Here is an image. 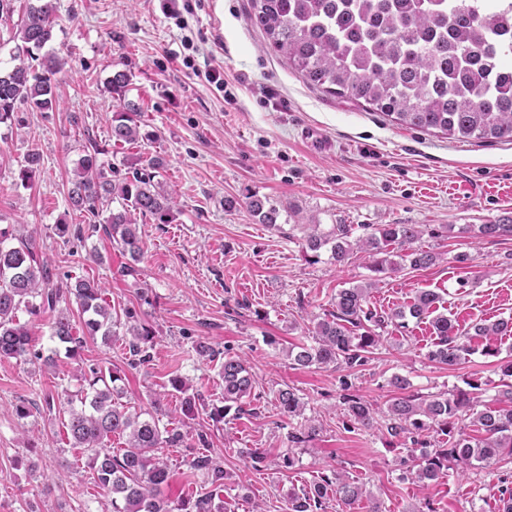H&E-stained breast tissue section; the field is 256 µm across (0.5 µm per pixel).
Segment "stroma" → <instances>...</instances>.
<instances>
[{"label": "stroma", "instance_id": "obj_1", "mask_svg": "<svg viewBox=\"0 0 512 512\" xmlns=\"http://www.w3.org/2000/svg\"><path fill=\"white\" fill-rule=\"evenodd\" d=\"M164 2L57 0L59 23L46 49L66 61L56 76L60 104L52 112L20 104L14 121L0 124V224L34 238L54 281L98 280L111 305L131 309L154 331L144 365L130 367L121 339L109 346L88 341L74 361L52 353L53 311L19 313L40 356L0 358V512H110L86 453L71 445L65 415L44 407L46 396L77 390L92 366L120 372L126 407L146 410L157 399L163 425L209 433L208 452L226 474L224 512H288L290 497L333 472L362 487L356 512L374 504L381 512H502L500 491L512 489V464L412 482L406 470L420 446L384 431L347 429L340 396L350 388L381 423L397 395L396 376L407 379L409 393L425 397L476 381L480 403H494L512 337L472 338V354L454 367L429 361L435 337L428 321L413 318L403 328L387 325L379 349L354 368L300 367L288 351L313 344V329L340 289L370 280L369 306L382 315L432 290L440 312L460 327L512 318V237L478 232L512 212V141H461L405 128L311 87L252 24L250 0H185L180 26L164 15ZM119 69L131 83L116 97L106 81ZM209 69L223 72L226 90L206 81ZM123 101L144 102L145 110L139 141L116 149L108 131ZM91 141L122 175L161 158L156 179L181 204L173 223L140 221L145 253L138 276L122 275L127 256L68 201V181ZM33 148L41 163L25 188L17 177ZM252 194L299 205L308 221L351 225L357 237L369 224L422 225L419 245L439 259L379 275L359 256L341 265L326 251L312 259L302 248L306 228L286 215L276 230L257 223L245 204ZM228 197L238 199L237 209L225 210ZM63 221L83 225V236L56 235ZM199 340L212 346L214 359L195 354ZM489 343L499 355L485 354ZM231 356L245 360L255 388L242 411L216 426L208 407L224 403L220 370ZM174 375L204 401L195 419L182 417L180 393L162 392ZM287 386L304 402L295 418L275 406L278 389ZM19 404L29 417H16ZM303 423L317 434L297 448L288 434ZM249 449L265 455L261 469L251 468ZM166 454L172 477L162 495L171 504L207 488L205 473L189 467L194 448Z\"/></svg>", "mask_w": 512, "mask_h": 512}]
</instances>
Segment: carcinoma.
<instances>
[{
	"mask_svg": "<svg viewBox=\"0 0 512 512\" xmlns=\"http://www.w3.org/2000/svg\"><path fill=\"white\" fill-rule=\"evenodd\" d=\"M251 9L250 20L264 31L270 47L309 85L331 95L362 100L368 109L384 113L400 126L438 130L458 140L512 141V65L501 61L504 52L512 54V47L504 51L499 46L500 18L483 13L478 0H251ZM57 20L56 0H28L17 24L21 44L16 46V64L0 70V124L13 119L15 106L21 102L39 112L56 110L54 77L65 61L53 53L43 55L36 66L32 60L53 39ZM129 82L126 71L116 70L107 80V89L120 95ZM139 114V104L132 101L113 112L112 146L139 140ZM103 153L94 142L84 149L69 181L68 199L74 209L93 217L109 212L104 231L132 260L121 273L137 276L136 263L144 252L137 218L169 224L179 208L175 198L154 182L153 170L162 165V159L151 158L145 168L119 180L114 178L112 164L99 160ZM25 162L18 174L23 187L32 181L40 154L30 151ZM247 207L259 223L278 226L281 210L269 199L252 195ZM309 228L305 251L317 257L327 249L337 263L365 253L373 258L372 270L384 273L397 270L403 262L420 269L437 260L435 253L414 248L423 235L420 224H370V232L355 239L349 224H332L327 230L319 224ZM479 232L487 238L512 237V212L493 224L479 225ZM393 255L400 261L392 260ZM65 293L74 296L79 320L63 311L54 318L50 338L56 343L55 352L77 360L87 340L99 338L110 345L122 325L131 363L150 359L151 328L138 322L129 309L118 314L107 302L100 282L78 278L73 283H52L34 240L0 227V358H40L32 350L29 328L19 322L17 313L24 310L36 317L53 310ZM368 298V287L363 285L339 290L336 311L317 323L315 344L288 351L294 364L362 365L381 345L378 329L386 320L403 327L408 316L429 320L436 342L428 358L450 367L470 355L472 336L512 335V323L505 320L479 321L464 330L456 327L438 312L439 295L433 291L418 292L408 310L385 317L371 310ZM221 376L226 404L211 408L209 418L215 424L224 421L229 403L239 404L250 397L254 384L244 362L233 357L224 359ZM120 380L116 370L90 368L83 375V385L65 393L63 409L72 447L89 453L94 484L111 495L112 512H223V505L214 501L213 490L224 486V468L202 453L193 456L190 468L205 472L212 489L176 507L161 497L162 486L172 478L165 449L183 445L185 434L159 426L153 411L126 410L118 402ZM468 386V391L441 393L419 403L412 395L393 400L385 422L390 436L411 434L413 443L420 446L427 444L421 435L435 428L448 436V447L421 453L416 468L409 472L411 478L435 481L450 466L470 468L476 462L488 464L512 457V384H502L497 403L477 412L474 391L481 384L470 382ZM169 387L183 394L182 414L195 418L198 396L188 393L184 379H169ZM275 400L282 415H301V398L293 388L278 390ZM343 405L353 423L373 426L374 417L364 400L349 395ZM468 419L478 427V435L465 432ZM116 435L126 437V447L114 455L103 445ZM332 495L350 512L363 492L337 474L323 475L308 491L292 498L288 510L310 512Z\"/></svg>",
	"mask_w": 512,
	"mask_h": 512,
	"instance_id": "carcinoma-1",
	"label": "carcinoma"
}]
</instances>
